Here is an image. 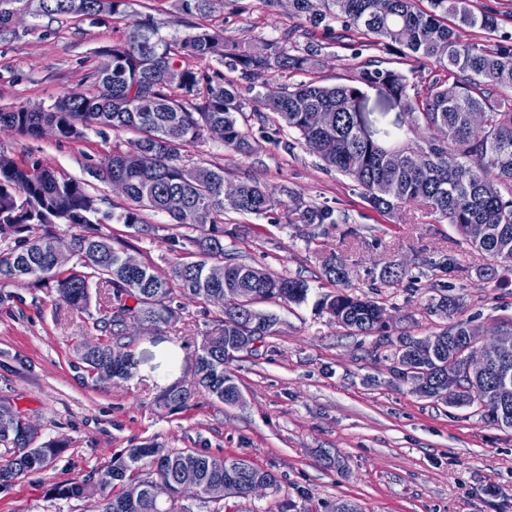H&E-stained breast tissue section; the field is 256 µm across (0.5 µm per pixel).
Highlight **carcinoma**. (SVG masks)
I'll return each instance as SVG.
<instances>
[{"instance_id": "cac0c4a2", "label": "carcinoma", "mask_w": 512, "mask_h": 512, "mask_svg": "<svg viewBox=\"0 0 512 512\" xmlns=\"http://www.w3.org/2000/svg\"><path fill=\"white\" fill-rule=\"evenodd\" d=\"M223 0H176V9L207 19ZM293 0V14L305 16L314 28L305 30L304 47L291 38L272 42L256 53L229 44L206 25L183 37L161 35L149 16L125 23L123 35L102 51L101 65L92 72V88L58 98L42 112L25 108L0 110V128L35 139L50 125L62 139H75L85 131L131 130L138 135L143 156L139 161L119 148L89 171L101 182L125 183L129 205L103 210L89 191V182L69 177L40 159L20 161L0 151V236L18 235L14 244L0 247V280L33 281L55 288L58 298L71 308L90 313L97 301L99 317L93 326L108 336L85 344L80 360L98 379L126 380L131 367L114 366L108 350L127 336L124 318H142L160 328L177 318L173 291L208 303L218 310L212 326L197 344L199 370L180 388H168L159 405L179 410L200 391L225 405L238 403V385L230 364L241 357L233 341L256 336L262 341L277 333L275 315L262 304L303 303L310 287L300 278L276 275L263 268L237 262L224 249V212L263 214L274 204L273 193L257 182L238 183V197L224 200V169L189 158L190 148L205 140L208 130L224 127L222 143L241 153L253 150L260 138L290 149L301 145L327 169L352 178L375 210L392 213L406 203H420L454 228L462 243L488 255L493 264L483 277L494 279L498 268H512V99L500 92L512 90V38L479 43L465 33L479 29L494 33V12L474 8L473 0ZM127 0H0V40L17 35L12 14L30 11L39 16L127 17ZM342 23L345 33L336 34ZM322 27V35L315 28ZM365 38L367 46L396 49L404 57L426 61L441 73L421 92L412 89L405 73L364 65L353 83L323 86L315 82L285 86L278 98L261 94L257 106L275 114L278 126H262L253 135L238 124L243 112L238 86L224 84V71L252 83L269 70L281 73L311 72L319 66L323 40ZM377 89L394 100L404 113L403 123L392 130L377 124L367 112L355 111L365 89ZM313 112H327L330 123L316 128L308 121ZM485 112L489 123L480 141L471 135L470 118ZM296 134L294 142L280 140L282 127ZM401 152L394 166L386 153ZM304 224H334V210L326 205L297 202ZM145 211L166 215L170 223L191 230L182 235V257L168 275L149 263L131 270L124 265L127 248L114 238L97 233L74 238L77 262L67 270L54 265V224H125L148 226ZM472 224H483L486 235L470 237ZM325 276L347 282L343 265L328 260ZM419 277L387 266L380 280L388 285ZM239 288L244 300L224 308V289ZM135 304L130 305L127 300ZM336 324L359 335L387 328L386 307L348 289L326 294L319 301ZM432 309L453 320L440 332L443 349L430 351L403 334L386 339L393 371L425 397L434 398L450 375H459L465 342L475 333L463 318L460 300L443 294ZM458 405L475 407L492 422L512 428V353L489 354L482 377L461 379ZM20 413L0 406V444L10 446L0 455V484L8 485L29 472L40 471L37 461L53 460L63 441L37 442L21 432ZM235 456L214 457L189 450L169 451L155 442L124 449L106 468L82 479L74 478L52 488L62 499H85L96 488L102 494L100 512H179L180 468L193 465L202 476L198 497L224 499V482L230 494L249 496L248 485L258 476L269 487L278 477L254 464L240 470ZM138 481L144 494L129 500L121 486Z\"/></svg>"}]
</instances>
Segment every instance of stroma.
<instances>
[{"label": "stroma", "instance_id": "obj_1", "mask_svg": "<svg viewBox=\"0 0 512 512\" xmlns=\"http://www.w3.org/2000/svg\"><path fill=\"white\" fill-rule=\"evenodd\" d=\"M131 15H148L166 36L191 32L196 20L179 14L173 0H129ZM221 35L253 51L289 30H304L288 4L232 0L212 19ZM112 20L22 15L17 36L0 42V109L48 106L64 93L90 88L89 73L102 50L122 36ZM313 72L259 76L243 91L238 117L242 128L258 129L254 93L264 95L310 79L324 85L350 83L365 62L403 71L416 88L428 83L432 68L353 40L326 44ZM129 132L79 140L48 133L37 139L0 132V149L21 160L32 156L77 179H88L113 147L129 149ZM223 167L226 182L255 180L276 200L263 215L224 216V247L239 261L278 275L307 280L301 304H271L276 335L236 362L241 403L231 406L199 393L186 408L156 405L165 388L190 378L196 343L217 310L184 296L179 319L157 330L126 336L124 350L136 367L124 382L97 381L80 364L75 349L99 339L87 314L63 303L54 290L27 283H0V401L26 415L39 441L61 440L62 453L45 469L0 487V512H96L99 497L65 500L52 489L62 482L105 468L123 449L154 441L173 451L186 449L233 455L274 472L279 485L246 498L203 502L186 495L181 512H333L342 499L364 512H512V430L483 420L475 409L421 396L392 370L378 336L355 335L317 306L333 293L323 261L336 255L352 290L385 304L390 336H432L449 321L429 312L439 297L431 261L456 259L446 280L462 299L466 317L488 343L512 330V271L483 279L489 265L481 252L461 250L459 237L420 205L402 214L372 209L349 177L324 169L301 146L292 149L260 142L241 154L208 139L191 150ZM328 205L332 224L299 223L294 199ZM150 233L122 224L99 225L100 233L121 239L130 253L169 273L180 257L183 230L166 215L149 212ZM401 265L419 274L417 290L382 285L385 266Z\"/></svg>", "mask_w": 512, "mask_h": 512}]
</instances>
